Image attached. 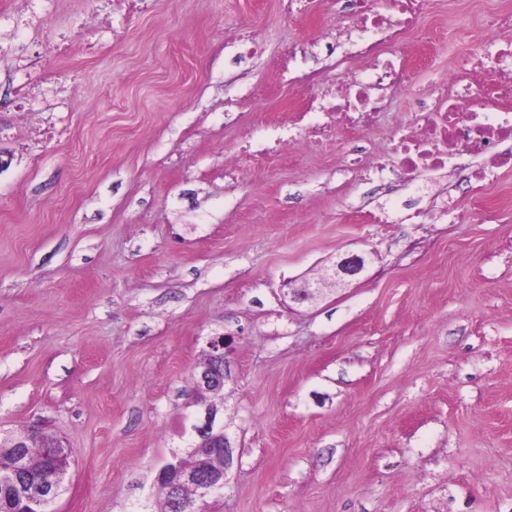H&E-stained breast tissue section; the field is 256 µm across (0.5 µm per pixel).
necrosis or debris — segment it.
I'll return each instance as SVG.
<instances>
[{
  "label": "necrosis or debris",
  "instance_id": "obj_1",
  "mask_svg": "<svg viewBox=\"0 0 512 512\" xmlns=\"http://www.w3.org/2000/svg\"><path fill=\"white\" fill-rule=\"evenodd\" d=\"M356 18V56L370 64L353 86L358 112L325 105L319 95L308 96L309 111L337 117L364 131L376 121L387 91L401 84L403 74L386 61L388 44L408 37L424 39L418 23L423 0H391L392 16L383 15L377 0H345ZM495 52L468 56L448 77V89L434 99L417 98L416 109L399 141V163L411 176L425 171H452L476 162L475 173L512 166V11L490 15Z\"/></svg>",
  "mask_w": 512,
  "mask_h": 512
}]
</instances>
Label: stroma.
I'll use <instances>...</instances> for the list:
<instances>
[{
	"label": "stroma",
	"mask_w": 512,
	"mask_h": 512,
	"mask_svg": "<svg viewBox=\"0 0 512 512\" xmlns=\"http://www.w3.org/2000/svg\"><path fill=\"white\" fill-rule=\"evenodd\" d=\"M503 9L426 0L433 43L391 46L409 83L380 126L255 156L311 92L289 56L332 86L359 76L306 51L347 40L333 0H0V434L70 449L53 512H159L223 334L233 460L208 512H512V167L460 170L447 223L378 224L413 186L396 170L374 198L349 166ZM246 27L262 54L238 55ZM12 65L36 80L23 112ZM351 251L372 259L358 280L291 305ZM207 345L206 362L195 369L192 377L199 390L218 393L223 390L227 377L224 349L228 347V338L224 335L213 336Z\"/></svg>",
	"instance_id": "stroma-1"
}]
</instances>
